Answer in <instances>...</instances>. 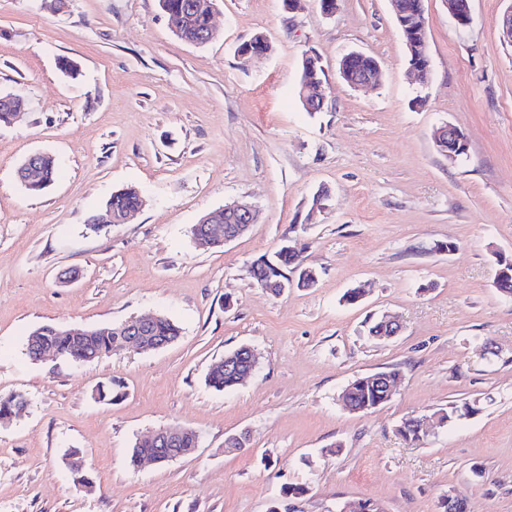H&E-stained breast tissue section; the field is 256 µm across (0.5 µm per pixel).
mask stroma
I'll return each instance as SVG.
<instances>
[{
	"mask_svg": "<svg viewBox=\"0 0 512 512\" xmlns=\"http://www.w3.org/2000/svg\"><path fill=\"white\" fill-rule=\"evenodd\" d=\"M469 4L462 30L443 0H423L422 84L390 0H340L330 16L315 0H217L202 46L174 34L159 0H0V92L26 103L0 126V394L28 401L0 425V512H339L362 498L441 512L451 487L469 512H512V298L494 284L497 257L512 259V44L500 32L512 0ZM259 33L270 52L240 56ZM353 51L378 61L374 86L340 77ZM308 54L328 91L312 113L297 93ZM446 123L469 139L453 163L433 139ZM37 152L58 174L31 195L16 168ZM126 186L142 210L105 222ZM237 200L259 212L250 233L196 247L193 225ZM289 237L318 281L274 297L248 269ZM72 269L79 279L63 281ZM355 287L364 295L347 303ZM386 313L402 332L378 343L367 323ZM151 314L181 328L153 353L26 352L44 324ZM242 345L258 356L249 383L207 386L210 365ZM392 367L402 380L389 402L342 406L354 377ZM109 382L122 391L112 402L98 397ZM475 397L479 413L432 422ZM412 418L428 422L418 443L397 432ZM163 426L194 429L195 451L132 468V444ZM239 434L245 450L225 452ZM71 448L93 490L75 485ZM287 484L306 492L284 497ZM416 16V20H415V28H416V33H415V36H417L418 40V44L416 46V48L418 49L419 51V57L422 58L424 61H425V64L423 63H417V61L415 59H412L410 62H411V69L413 71L414 74H417L420 79L424 82H426L427 80V76L429 74V51H428V43H427V40H426V18H425V15H424V10H423V15L421 16Z\"/></svg>",
	"mask_w": 512,
	"mask_h": 512,
	"instance_id": "35a3bbf8",
	"label": "stroma"
}]
</instances>
